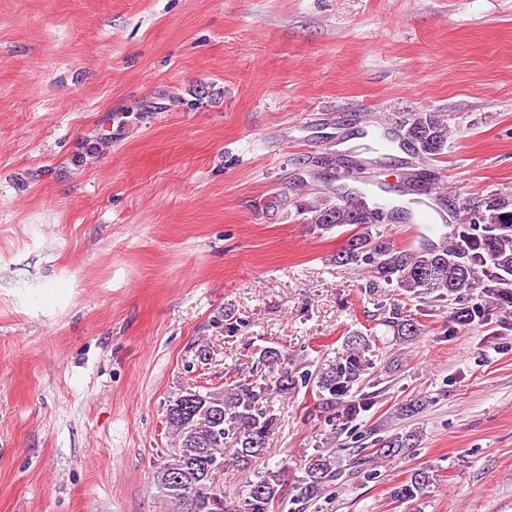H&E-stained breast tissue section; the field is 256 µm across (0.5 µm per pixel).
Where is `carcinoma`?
<instances>
[{
  "instance_id": "cac0c4a2",
  "label": "carcinoma",
  "mask_w": 512,
  "mask_h": 512,
  "mask_svg": "<svg viewBox=\"0 0 512 512\" xmlns=\"http://www.w3.org/2000/svg\"><path fill=\"white\" fill-rule=\"evenodd\" d=\"M408 134L423 155L437 156L447 148L450 129L445 119L432 113H415ZM357 208L345 203L316 204L309 209L311 223L329 230L358 225ZM438 242L427 241L418 248H400L372 225L363 224L350 236L335 261L353 265L367 279L368 288H396L406 298L454 302L452 321L471 326L495 308H512V194L494 193L476 205L458 206L456 223ZM381 324L393 335L411 341L421 335L422 324L398 303L382 312ZM215 332L234 337L241 324L219 313L210 322ZM365 371L361 360L351 355L330 360L318 370L298 372L285 369L269 386L264 379L235 376L222 387H187L168 400L165 423L175 444L163 456L153 474L160 495L183 509L179 494H193L192 512H275L291 507L306 512L329 496L337 482L349 477L373 476L376 460L404 454L417 446L416 431L396 432L374 441L372 448L348 453L341 466L340 449L331 445L315 448L305 455L301 475L288 478V466L254 473L247 493L228 499L214 490L213 475L224 466V445L233 442L232 465L249 470L267 453L275 418L264 402L276 390L283 394L315 383L317 407L330 410L345 405L346 417L356 419L369 406L367 398L351 399V391ZM430 483L424 470L391 490L393 501L401 504L420 499Z\"/></svg>"
}]
</instances>
